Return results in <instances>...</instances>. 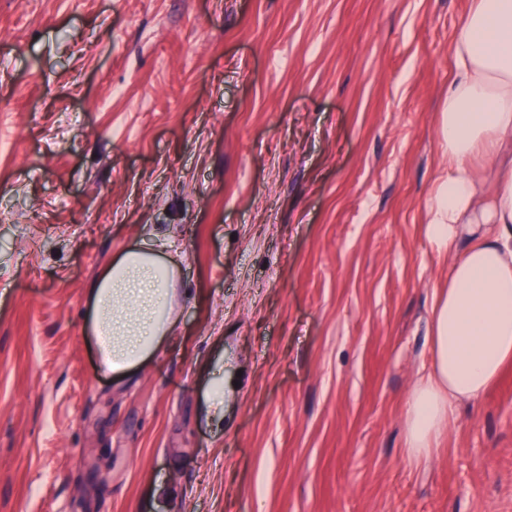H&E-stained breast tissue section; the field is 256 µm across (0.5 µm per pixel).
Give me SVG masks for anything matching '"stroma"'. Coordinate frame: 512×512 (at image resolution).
Wrapping results in <instances>:
<instances>
[{
  "label": "stroma",
  "mask_w": 512,
  "mask_h": 512,
  "mask_svg": "<svg viewBox=\"0 0 512 512\" xmlns=\"http://www.w3.org/2000/svg\"><path fill=\"white\" fill-rule=\"evenodd\" d=\"M469 7L0 0V512H512V367L405 452ZM150 233L178 324L115 377L86 295Z\"/></svg>",
  "instance_id": "1"
}]
</instances>
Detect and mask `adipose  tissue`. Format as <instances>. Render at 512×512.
I'll return each mask as SVG.
<instances>
[{"label": "adipose tissue", "mask_w": 512, "mask_h": 512, "mask_svg": "<svg viewBox=\"0 0 512 512\" xmlns=\"http://www.w3.org/2000/svg\"><path fill=\"white\" fill-rule=\"evenodd\" d=\"M430 233L454 258L432 308V364L412 391L406 451L443 435L454 405L477 403L512 362V0H473L452 48ZM179 268L153 239L116 255L87 292L104 373H126L173 335Z\"/></svg>", "instance_id": "1"}]
</instances>
